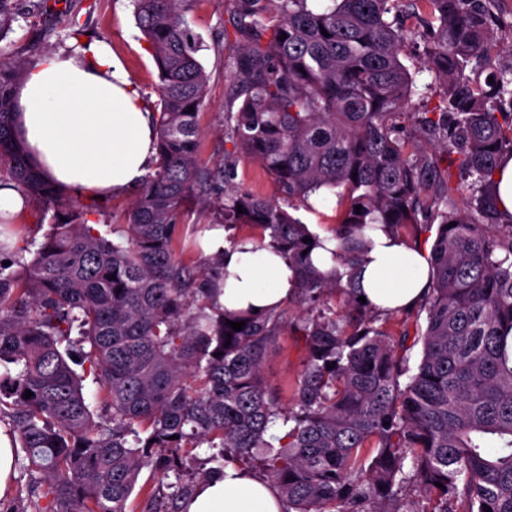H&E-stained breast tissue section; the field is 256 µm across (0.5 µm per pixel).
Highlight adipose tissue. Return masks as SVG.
<instances>
[{
    "instance_id": "adipose-tissue-1",
    "label": "adipose tissue",
    "mask_w": 512,
    "mask_h": 512,
    "mask_svg": "<svg viewBox=\"0 0 512 512\" xmlns=\"http://www.w3.org/2000/svg\"><path fill=\"white\" fill-rule=\"evenodd\" d=\"M17 130L40 175L79 197L105 199L139 184L156 162L154 125L145 100L111 46L74 42L30 65L15 92ZM374 241L358 268L360 294L382 313L421 303L431 281L422 245L371 230ZM207 251L223 257L218 304L266 312L285 304L294 272L269 242L251 236L229 244L223 229L207 233ZM275 484L226 465L199 484L186 512H282Z\"/></svg>"
}]
</instances>
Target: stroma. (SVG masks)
Instances as JSON below:
<instances>
[{
    "mask_svg": "<svg viewBox=\"0 0 512 512\" xmlns=\"http://www.w3.org/2000/svg\"><path fill=\"white\" fill-rule=\"evenodd\" d=\"M187 20L203 42L199 56L210 75L206 105L198 115L199 159L215 175L211 191L214 204L187 208L178 222L185 240L200 245L204 242L200 225L223 223L216 205L223 202L225 187L241 188L276 202L281 194L263 166L235 150L224 134V110L230 87L224 75L223 49L236 42L231 0H195ZM76 30L82 37L109 41L148 106L157 104V69L136 24L133 0H48L43 10L32 8L29 0H20V14L11 31L0 40V52L30 64L47 53L69 50ZM422 50V44H409L401 53L414 81L409 100L413 112L436 105L443 91L432 73L424 69ZM133 198L130 192L101 202L74 196L63 213L72 219L81 218L106 233L111 225L124 223ZM282 313L284 326L266 353L263 370L269 390L288 407L306 359L303 342L293 333L291 324L304 316L305 308L293 298L284 304ZM26 464L24 452H17L15 475L10 490L0 498V512H33L38 495L33 491Z\"/></svg>",
    "mask_w": 512,
    "mask_h": 512,
    "instance_id": "1",
    "label": "stroma"
}]
</instances>
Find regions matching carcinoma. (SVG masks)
Listing matches in <instances>:
<instances>
[{"label":"carcinoma","mask_w":512,"mask_h":512,"mask_svg":"<svg viewBox=\"0 0 512 512\" xmlns=\"http://www.w3.org/2000/svg\"><path fill=\"white\" fill-rule=\"evenodd\" d=\"M192 2L134 0L160 79L158 162L113 225L119 238L70 219L39 244H0V418L47 483L35 512H126L147 467L176 482L165 501L141 488V512H181L195 488L184 449L203 445L226 463L262 452L284 512H512V224L499 223L491 190L500 155L512 152V70L490 69L491 82L466 74L472 59L489 58L503 15L484 0H233L226 133L288 208L233 189L224 221L268 234L292 265L297 297L316 310L293 325L306 364L290 409L262 374L281 312H225L214 302L221 255L183 260L177 219L207 204L213 183L197 160L209 75L187 21ZM15 19L16 0H0V37ZM418 26L444 94L416 120L443 134L444 168L423 157V141L401 137L413 82L400 54ZM25 72L0 59V165L59 209L66 193L40 176L15 133ZM468 178L477 196L466 213L455 195ZM333 190L338 244L322 272L312 262L322 241L292 211ZM373 224L415 242L437 225L425 327L406 323L395 341L356 292ZM336 294L342 315L328 306ZM87 376L104 392L97 421Z\"/></svg>","instance_id":"obj_1"}]
</instances>
